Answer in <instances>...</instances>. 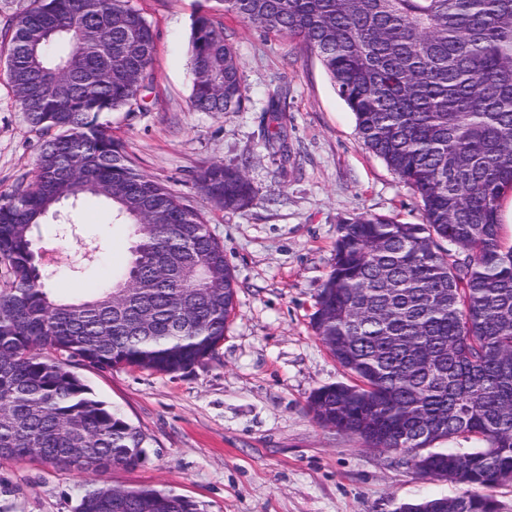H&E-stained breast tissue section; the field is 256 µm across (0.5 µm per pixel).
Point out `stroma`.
<instances>
[{
	"mask_svg": "<svg viewBox=\"0 0 512 512\" xmlns=\"http://www.w3.org/2000/svg\"><path fill=\"white\" fill-rule=\"evenodd\" d=\"M157 34L154 82L140 111L112 113L111 131L145 173L206 219L236 277V310L206 364L163 375L72 362L92 398L150 437L148 459L101 479L117 488L181 495L200 512H396L403 503L456 497L465 486L421 477L409 455L365 446L320 425L311 394L349 382L311 319L343 221L362 213L422 223L412 190L360 142L355 119L314 55L295 39L249 26L218 0H132ZM211 9L237 55L248 101L238 112L190 105L188 44L195 14ZM287 89V164L264 144L262 117ZM42 143L0 67V197L31 181ZM240 164L255 189L224 211L197 189L212 162ZM73 231L62 234L63 219ZM62 293L126 266L131 240L107 202H64L35 231ZM96 475L36 459L0 462V512H74Z\"/></svg>",
	"mask_w": 512,
	"mask_h": 512,
	"instance_id": "stroma-1",
	"label": "stroma"
}]
</instances>
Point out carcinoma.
I'll return each mask as SVG.
<instances>
[{
  "label": "carcinoma",
  "instance_id": "obj_1",
  "mask_svg": "<svg viewBox=\"0 0 512 512\" xmlns=\"http://www.w3.org/2000/svg\"><path fill=\"white\" fill-rule=\"evenodd\" d=\"M224 11L299 40L353 113L363 145L407 185L420 224L360 214L341 225L318 294L315 333L355 383L310 397L322 425L367 446L413 454L425 476L476 489L397 512H498L512 485V247L501 201L512 192V0H223ZM156 33L131 0H31L10 29L6 76L44 136L34 178L0 200V461L36 457L103 474L135 469L149 438L89 396L51 354L100 369L174 374L213 358L236 281L204 217L141 172L99 117L133 112L153 83ZM191 95L201 112L247 102L239 62L210 10L190 31ZM279 91L265 146L288 163ZM196 185L224 210L254 189L236 164L201 168ZM105 199L127 225V266L62 294L33 230L61 201ZM474 437L466 454L431 450ZM75 512H197L180 495L85 491Z\"/></svg>",
  "mask_w": 512,
  "mask_h": 512
}]
</instances>
